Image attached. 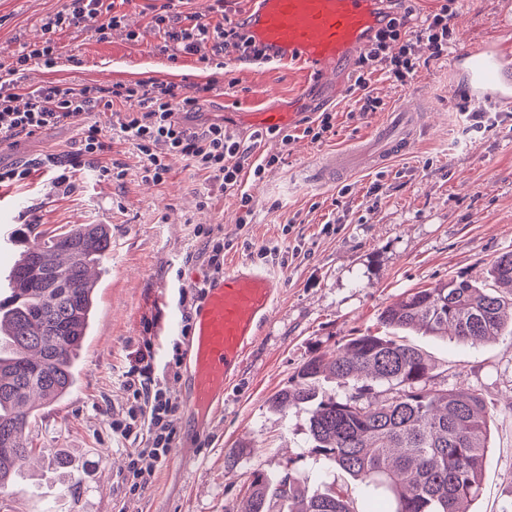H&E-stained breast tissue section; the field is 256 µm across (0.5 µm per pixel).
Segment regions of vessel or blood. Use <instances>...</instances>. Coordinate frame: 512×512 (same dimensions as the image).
I'll list each match as a JSON object with an SVG mask.
<instances>
[{
	"mask_svg": "<svg viewBox=\"0 0 512 512\" xmlns=\"http://www.w3.org/2000/svg\"><path fill=\"white\" fill-rule=\"evenodd\" d=\"M248 14V30L266 47L270 60L304 65L324 89L346 92L343 82L325 76L347 68L365 51L368 36L380 22L378 0H258ZM418 117L379 128L377 146L334 154L309 170L313 183L327 187L338 175L357 168L386 165L417 134ZM282 286L277 276L252 266L225 269L211 280L203 301L194 309L189 333V394L186 418L195 421V435L205 438L225 385L238 376L248 348L267 324Z\"/></svg>",
	"mask_w": 512,
	"mask_h": 512,
	"instance_id": "obj_1",
	"label": "vessel or blood"
}]
</instances>
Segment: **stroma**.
<instances>
[{"mask_svg": "<svg viewBox=\"0 0 512 512\" xmlns=\"http://www.w3.org/2000/svg\"><path fill=\"white\" fill-rule=\"evenodd\" d=\"M157 4L117 0L124 24L103 39L83 28L57 33L56 63L26 66V85L214 81L217 90L199 101L197 123L221 120L247 138L250 113L271 107L307 119L335 113L336 133L286 146L274 136L255 142L253 158L280 162L261 179L244 175L242 188L253 200L245 226L237 222L236 195L205 191L179 158L163 182L146 179L132 145L118 138L104 162L124 169L122 178L100 176L86 164L69 190L54 188L41 159L56 154L68 161L81 127L104 121L99 112L0 148V165L35 167L27 182L0 187V224L42 231L105 224L112 234V251L98 266L97 313L78 384L38 412L35 459L0 492V512H240L255 472L287 468L304 475L316 466L308 450V410L284 413L271 402L304 361L376 329L379 313L412 289L456 275L488 282L493 261L512 251V105L502 103L512 94V0H400V12L415 24L447 6L453 45L434 58L418 44L407 86L374 76L371 87L385 107L367 113L353 93L301 94L308 76L296 66L233 62L219 69L191 55L171 56L150 28ZM64 5L0 0V66L12 67L25 46L44 40V19ZM131 30L139 40L128 39ZM468 50L484 68L477 85L464 73ZM410 103L419 128L403 155L333 187L308 183L309 166L358 147ZM464 105L489 112L492 126L465 128L458 116ZM198 225L220 226L225 264L266 269L281 278L282 288L238 377L224 389L211 436L196 442L185 424H176L177 442L193 461H165L149 489L128 502L121 484L128 444L113 437L109 420L126 407L120 377L142 340H152L157 362L172 354L173 336L147 323L180 309L182 288L202 279L203 241L193 235ZM264 245L279 246L284 262L260 259L257 249ZM406 339L429 356L444 386L478 390L485 400L490 444L480 494L466 502L467 512H512V338L463 345L410 332ZM57 456L71 462V486L56 478Z\"/></svg>", "mask_w": 512, "mask_h": 512, "instance_id": "1", "label": "stroma"}]
</instances>
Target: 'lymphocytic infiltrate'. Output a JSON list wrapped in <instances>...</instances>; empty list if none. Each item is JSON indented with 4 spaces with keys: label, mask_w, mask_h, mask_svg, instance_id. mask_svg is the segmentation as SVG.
I'll return each instance as SVG.
<instances>
[{
    "label": "lymphocytic infiltrate",
    "mask_w": 512,
    "mask_h": 512,
    "mask_svg": "<svg viewBox=\"0 0 512 512\" xmlns=\"http://www.w3.org/2000/svg\"><path fill=\"white\" fill-rule=\"evenodd\" d=\"M215 12L219 21L204 23L179 10L175 0H165L160 13L153 16L151 27L165 49L176 53L198 55L209 48L239 61L263 57V49L247 32L246 21L231 22L224 17L220 4ZM122 20L112 0H69L64 10L44 19L45 40L24 47L15 66L0 70V144L65 124L77 115L103 112L108 116L107 124L94 122L82 128L74 165L97 164L99 157L111 151L113 133H120L135 148L145 176L163 181L170 159L183 158L203 177L206 186L238 195V222L248 224L253 214L252 198L241 189L242 175L249 170L254 177H262L277 159L272 156L259 163L251 161L242 138L223 123L193 124L201 88L171 82L116 84L107 90L89 85H25L22 69L29 62L53 64L58 52L54 39L57 32L87 27L103 36L120 26ZM407 23L406 16L385 12L383 25L361 55L354 89L363 111L380 105L371 89L374 74L407 83L415 69V42H425L432 56L447 53L452 39L447 7L428 15L416 29H408ZM394 43L399 50L393 54L389 47ZM180 369L181 356L177 353L163 364H156L154 345L147 340L136 350L134 364L122 375L127 406L113 417L110 428L113 436L131 444L122 476L128 498L138 497L149 488L175 444L172 418L178 405L166 384L169 379L180 378Z\"/></svg>",
    "instance_id": "f902f5d3"
}]
</instances>
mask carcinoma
<instances>
[{
  "label": "carcinoma",
  "instance_id": "1",
  "mask_svg": "<svg viewBox=\"0 0 512 512\" xmlns=\"http://www.w3.org/2000/svg\"><path fill=\"white\" fill-rule=\"evenodd\" d=\"M112 249L104 224L43 231L10 271L13 288L0 302V332L11 352L0 356V489L18 476L32 445L24 431L32 402L65 399L78 381L80 353L96 311L90 268ZM490 277L512 288V252L496 258ZM378 325L348 339L330 358L313 355L273 397L282 411L311 408L308 447L321 462L313 475L258 472L244 512H361L358 496L336 491V470L366 487L393 495L394 512H460L478 497L489 448L483 398L468 388L436 386L434 365L399 333L418 331L462 344L508 333L512 293L451 276L434 288H416L383 309ZM334 379L350 392L319 389ZM317 481L328 487L310 492Z\"/></svg>",
  "mask_w": 512,
  "mask_h": 512
}]
</instances>
